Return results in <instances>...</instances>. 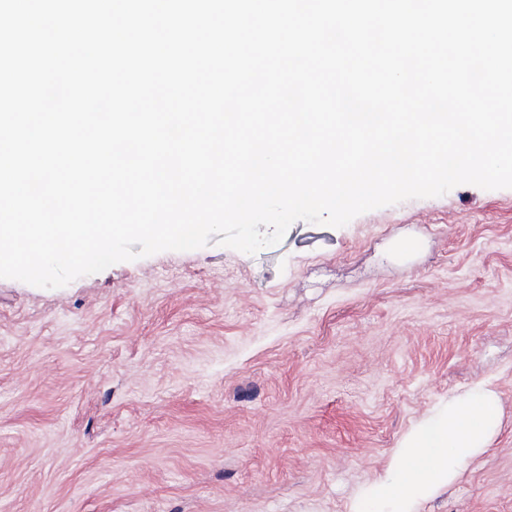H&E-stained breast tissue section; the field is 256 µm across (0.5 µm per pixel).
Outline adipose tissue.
<instances>
[{"label": "adipose tissue", "mask_w": 512, "mask_h": 512, "mask_svg": "<svg viewBox=\"0 0 512 512\" xmlns=\"http://www.w3.org/2000/svg\"><path fill=\"white\" fill-rule=\"evenodd\" d=\"M500 424L489 385L450 398L403 435L383 474L359 492L350 512H418L456 482L466 461L488 448Z\"/></svg>", "instance_id": "adipose-tissue-1"}]
</instances>
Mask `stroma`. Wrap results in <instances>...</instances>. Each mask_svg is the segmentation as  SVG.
<instances>
[{
	"instance_id": "1",
	"label": "stroma",
	"mask_w": 512,
	"mask_h": 512,
	"mask_svg": "<svg viewBox=\"0 0 512 512\" xmlns=\"http://www.w3.org/2000/svg\"><path fill=\"white\" fill-rule=\"evenodd\" d=\"M481 383L499 431L420 512H512V188L0 279V512H348Z\"/></svg>"
}]
</instances>
